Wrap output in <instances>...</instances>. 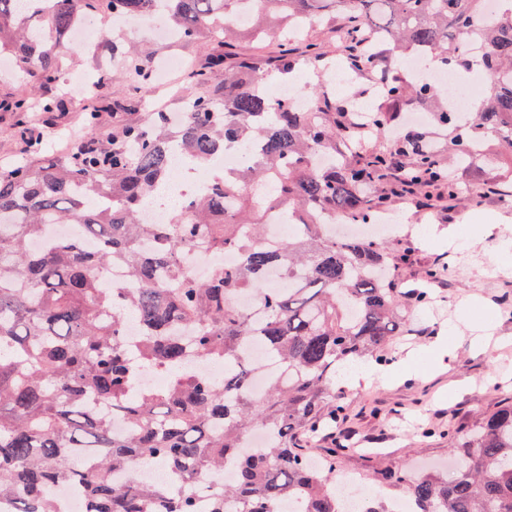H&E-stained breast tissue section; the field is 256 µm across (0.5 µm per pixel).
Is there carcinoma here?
Here are the masks:
<instances>
[{
	"label": "carcinoma",
	"mask_w": 512,
	"mask_h": 512,
	"mask_svg": "<svg viewBox=\"0 0 512 512\" xmlns=\"http://www.w3.org/2000/svg\"><path fill=\"white\" fill-rule=\"evenodd\" d=\"M30 2L0 0V48L42 90L61 79L57 51L73 21L103 12L148 17L153 0H46L41 13ZM503 2L484 25L485 0H170L182 41L223 35L186 78L179 125L161 112L146 125L116 126L105 148L50 157L28 139L31 157L0 168V497L17 500L16 512H57L54 489L67 481L82 488L87 512H282L290 502L297 512H343L334 465L356 450L347 444L341 374L356 364L389 366L411 309L430 296L399 288L408 249L339 237L332 227L373 223L389 200L380 182L391 171L400 187L452 203L459 195L448 169L496 167L492 139L512 150V0ZM245 7L246 33L278 34V56L236 51L230 37ZM338 17L333 38L363 44L351 58L356 70L374 69L381 54L398 66L377 88L370 131L380 138L420 110L432 135L411 129L369 148L346 101L316 95L312 111L301 112L262 88L288 81L291 55L310 69L325 66L319 43L298 50L290 42ZM408 52L479 67L488 81L470 114L448 111V90L405 76ZM126 58L123 77L140 94L150 55L132 48ZM216 70L222 86L211 83ZM1 109L62 111L52 96ZM227 149L238 151L236 168L215 175L169 223L143 221V206L172 180L174 157L203 167ZM277 205L298 230L272 241L267 217ZM48 224L82 225L97 250L71 237L34 250ZM193 247L233 252L237 262L197 278L185 266ZM114 266L126 269V284L100 288ZM272 269L287 287H268ZM242 294L255 299L259 319L236 305ZM131 313L142 325L137 346L124 333ZM253 341L277 367L258 398ZM207 359L224 362L223 383L193 373ZM148 368L169 373L164 390L137 388ZM116 418L126 433L114 432ZM256 428L270 440L245 447ZM425 435L448 437L455 472L394 467L381 473L382 487L402 491L412 512H512V399L468 426L450 415L447 428ZM226 460L235 480L211 486L202 504L177 484L136 475L138 465L158 462L193 480ZM116 471L126 479L114 480Z\"/></svg>",
	"instance_id": "1"
}]
</instances>
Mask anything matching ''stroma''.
Returning <instances> with one entry per match:
<instances>
[{
	"instance_id": "obj_1",
	"label": "stroma",
	"mask_w": 512,
	"mask_h": 512,
	"mask_svg": "<svg viewBox=\"0 0 512 512\" xmlns=\"http://www.w3.org/2000/svg\"><path fill=\"white\" fill-rule=\"evenodd\" d=\"M88 23L99 37L98 46L61 49L63 75L79 73L89 80L110 74V96L129 103L123 114L129 122L145 121L153 105L179 110L175 95L182 83L179 75H172L168 84L151 87L144 96H134L126 81L115 74L111 39L118 36V29L99 17L89 18ZM307 37L322 43L334 67L320 73L296 68L291 87L302 95L313 88L318 94L347 100L354 112L374 109V77L357 73L349 84H336L334 70L345 67L339 49L327 42L322 26H313ZM57 90L65 108L59 126L66 131H92L100 140L110 138L115 124L111 113H102L95 127L87 128L83 121L87 92L63 83ZM388 210L392 221L386 237L412 248L406 272L410 287H417L424 270L436 262L448 264L451 274L433 287L429 305L413 310L416 333L397 350L395 368L386 376L376 375L354 386L349 394L348 428L362 451L342 472L362 480L397 466L444 469L448 441L427 438L425 426L447 423L455 413L469 423L491 412L499 400L512 397V309L504 310L501 304L503 295L512 294V275L500 277L492 271L496 265L512 266V208L493 198L480 199L464 209L455 204L425 208L413 196L401 194L389 203ZM488 223L496 226L490 235L484 230ZM431 225L442 229L455 225L460 234L451 242L423 240L422 230ZM439 334L448 338L452 362L439 361L431 348Z\"/></svg>"
}]
</instances>
